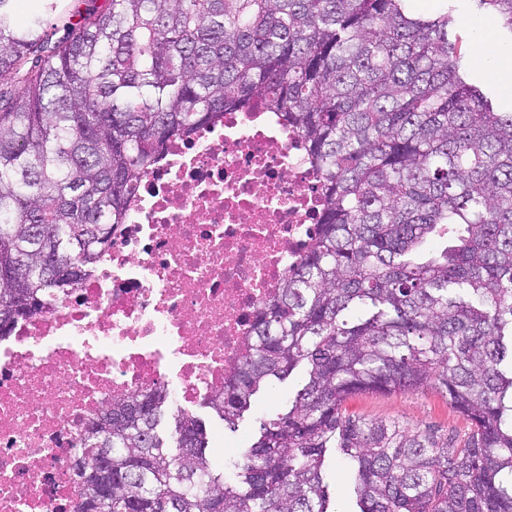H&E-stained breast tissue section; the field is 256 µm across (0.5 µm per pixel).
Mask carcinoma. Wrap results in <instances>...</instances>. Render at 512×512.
Segmentation results:
<instances>
[{"mask_svg": "<svg viewBox=\"0 0 512 512\" xmlns=\"http://www.w3.org/2000/svg\"><path fill=\"white\" fill-rule=\"evenodd\" d=\"M0 0V334L67 295L174 137L262 102L324 178L318 235L262 311L224 392L303 369L288 409L222 470L165 397L112 405L81 438L80 512H332L328 456L359 512H512V112L461 74L446 12L408 0H109L52 41ZM512 30V0H476ZM439 389L470 424L347 413Z\"/></svg>", "mask_w": 512, "mask_h": 512, "instance_id": "carcinoma-1", "label": "carcinoma"}]
</instances>
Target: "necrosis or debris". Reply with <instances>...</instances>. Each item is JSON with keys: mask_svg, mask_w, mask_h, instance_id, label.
Wrapping results in <instances>:
<instances>
[{"mask_svg": "<svg viewBox=\"0 0 512 512\" xmlns=\"http://www.w3.org/2000/svg\"><path fill=\"white\" fill-rule=\"evenodd\" d=\"M324 208L280 113L172 139L86 277L0 336V512H79V440L113 403L158 388L181 413L222 390Z\"/></svg>", "mask_w": 512, "mask_h": 512, "instance_id": "1", "label": "necrosis or debris"}]
</instances>
